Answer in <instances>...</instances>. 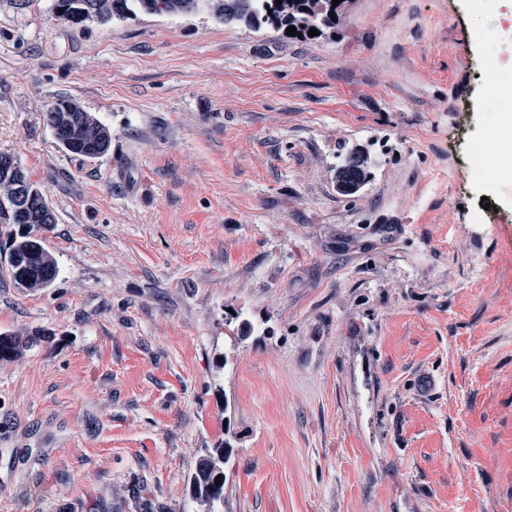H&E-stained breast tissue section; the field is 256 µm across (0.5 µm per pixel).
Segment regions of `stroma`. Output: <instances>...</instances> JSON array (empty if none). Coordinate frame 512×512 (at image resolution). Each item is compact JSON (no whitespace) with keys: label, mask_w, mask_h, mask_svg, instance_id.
<instances>
[{"label":"stroma","mask_w":512,"mask_h":512,"mask_svg":"<svg viewBox=\"0 0 512 512\" xmlns=\"http://www.w3.org/2000/svg\"><path fill=\"white\" fill-rule=\"evenodd\" d=\"M471 0H351L284 41L205 11L76 29L0 0V152L57 221L26 293L0 237V512H512V177L472 176ZM65 97L112 131L70 155ZM378 160L337 194L340 141ZM255 330L241 338L238 327ZM54 106H66L72 113L79 117L80 128L68 130L62 123L67 114L66 111L52 112ZM43 121L52 131L54 138L59 145L68 153L81 157L84 160H93L105 155L112 145V133L105 125L85 112L80 105L72 99L59 98L46 108L43 112ZM231 446L219 441L214 448L201 449L190 483L193 497L207 507L205 512H222L217 506L224 505V458ZM218 480V485H215Z\"/></svg>","instance_id":"1"}]
</instances>
